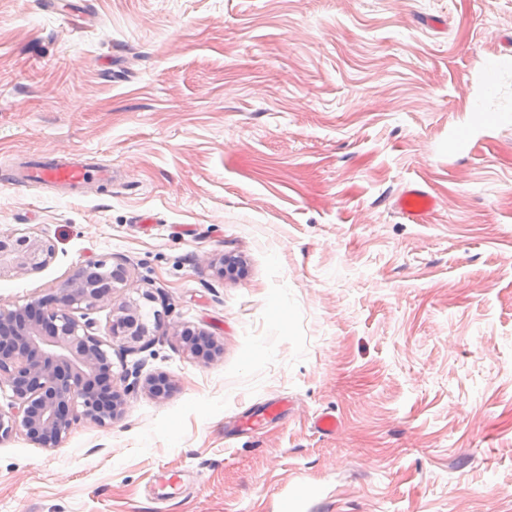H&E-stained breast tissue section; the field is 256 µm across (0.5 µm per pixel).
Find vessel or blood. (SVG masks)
Here are the masks:
<instances>
[{
  "instance_id": "b4317fda",
  "label": "vessel or blood",
  "mask_w": 512,
  "mask_h": 512,
  "mask_svg": "<svg viewBox=\"0 0 512 512\" xmlns=\"http://www.w3.org/2000/svg\"><path fill=\"white\" fill-rule=\"evenodd\" d=\"M512 70V42L484 56L475 72L476 81L485 93L495 92L505 72ZM512 116L475 103L469 105L460 122L448 127V152H474L485 133L505 127ZM116 175L111 163L89 152L50 151L29 157L20 164L0 168V185L25 192L34 187L51 186L64 195H81L111 185ZM439 206L437 196L423 183L408 181L400 186L393 200L394 209L409 223L424 224ZM292 406L280 398L268 400L261 409L242 421L243 427L258 430L279 420ZM318 492L304 481H294L282 501L284 512H315Z\"/></svg>"
}]
</instances>
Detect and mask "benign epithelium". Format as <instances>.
<instances>
[{
    "instance_id": "benign-epithelium-1",
    "label": "benign epithelium",
    "mask_w": 512,
    "mask_h": 512,
    "mask_svg": "<svg viewBox=\"0 0 512 512\" xmlns=\"http://www.w3.org/2000/svg\"><path fill=\"white\" fill-rule=\"evenodd\" d=\"M53 251L35 236L0 233V278L22 276L44 267ZM123 262L105 268L88 261L67 278L48 299L22 306H0V388L11 392L0 407V441L24 434L39 448L61 447L73 425L85 418L104 424L122 410L125 397L142 388L157 398L170 392L163 375L123 391L114 389L111 362L96 333L91 314L112 306L115 285L127 280ZM111 336L138 343L149 328L137 306L124 304L113 315Z\"/></svg>"
}]
</instances>
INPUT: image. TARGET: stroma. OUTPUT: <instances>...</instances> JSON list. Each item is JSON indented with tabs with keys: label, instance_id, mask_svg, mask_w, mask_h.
Masks as SVG:
<instances>
[{
	"label": "stroma",
	"instance_id": "1",
	"mask_svg": "<svg viewBox=\"0 0 512 512\" xmlns=\"http://www.w3.org/2000/svg\"><path fill=\"white\" fill-rule=\"evenodd\" d=\"M510 35L512 0H92L85 20L0 0V166L117 171L78 199L0 186V232L54 249L0 306L126 261L116 301L166 315L112 372L173 384L54 450L1 441L0 512H277L298 474L318 512H512V129L448 157ZM416 177L427 224L391 206ZM224 256L244 273L217 275ZM187 327L223 354L192 357ZM277 396L287 420L235 429Z\"/></svg>",
	"mask_w": 512,
	"mask_h": 512
}]
</instances>
